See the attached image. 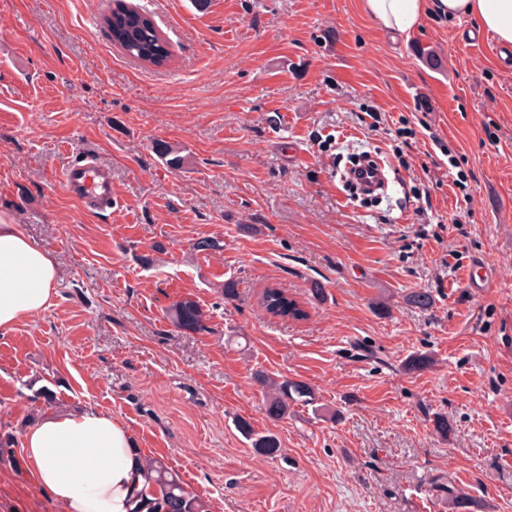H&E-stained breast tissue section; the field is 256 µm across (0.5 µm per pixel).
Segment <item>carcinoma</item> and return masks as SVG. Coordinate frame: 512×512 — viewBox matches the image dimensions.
Segmentation results:
<instances>
[{
    "instance_id": "obj_1",
    "label": "carcinoma",
    "mask_w": 512,
    "mask_h": 512,
    "mask_svg": "<svg viewBox=\"0 0 512 512\" xmlns=\"http://www.w3.org/2000/svg\"><path fill=\"white\" fill-rule=\"evenodd\" d=\"M104 23L112 42L129 56L153 66L164 65L170 60V44L153 20L145 13L126 6L122 0H113V7L104 16ZM261 306L274 316L294 320L308 317L304 304L274 286L263 291ZM172 317L181 326L207 331L203 315L190 302L175 305ZM303 394L305 389L302 386L282 383L267 397L266 412L272 417H282L288 412L289 402L294 400V396ZM139 475L142 488L137 494L134 512H209L208 502L185 488L161 460H140ZM447 491L451 512H478L481 508V504L456 493L452 487H447Z\"/></svg>"
}]
</instances>
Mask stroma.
<instances>
[{
    "instance_id": "1",
    "label": "stroma",
    "mask_w": 512,
    "mask_h": 512,
    "mask_svg": "<svg viewBox=\"0 0 512 512\" xmlns=\"http://www.w3.org/2000/svg\"><path fill=\"white\" fill-rule=\"evenodd\" d=\"M125 3L167 65L113 45L105 0H0V219L59 270L0 332V512H59L22 438L85 408L211 512H448L447 484L512 512V73L464 44L474 21L394 38L361 0ZM353 150L383 161L382 200L347 190ZM86 153L112 168L110 212L55 175ZM269 285L308 318L268 314ZM183 301L207 333L170 321ZM258 370L310 400L269 417Z\"/></svg>"
}]
</instances>
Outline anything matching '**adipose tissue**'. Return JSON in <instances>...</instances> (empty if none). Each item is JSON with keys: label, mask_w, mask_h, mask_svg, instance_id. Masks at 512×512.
Here are the masks:
<instances>
[{"label": "adipose tissue", "mask_w": 512, "mask_h": 512, "mask_svg": "<svg viewBox=\"0 0 512 512\" xmlns=\"http://www.w3.org/2000/svg\"><path fill=\"white\" fill-rule=\"evenodd\" d=\"M384 30L406 34L430 9L449 17L475 19L512 46V0H362ZM58 273L50 255L21 225L0 220V329L50 305ZM23 457L36 485L60 512H132L140 488L135 440L112 414L88 409L51 415L28 427Z\"/></svg>", "instance_id": "ef3b65f1"}]
</instances>
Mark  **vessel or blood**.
Returning a JSON list of instances; mask_svg holds the SVG:
<instances>
[{"instance_id": "obj_1", "label": "vessel or blood", "mask_w": 512, "mask_h": 512, "mask_svg": "<svg viewBox=\"0 0 512 512\" xmlns=\"http://www.w3.org/2000/svg\"><path fill=\"white\" fill-rule=\"evenodd\" d=\"M68 193L87 211L111 209L112 170L95 155L87 154L69 162L60 171Z\"/></svg>"}]
</instances>
